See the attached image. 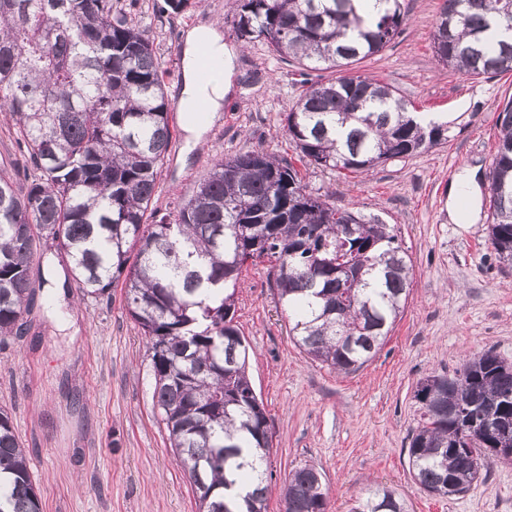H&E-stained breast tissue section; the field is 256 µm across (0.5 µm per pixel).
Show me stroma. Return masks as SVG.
Here are the masks:
<instances>
[{"mask_svg":"<svg viewBox=\"0 0 512 512\" xmlns=\"http://www.w3.org/2000/svg\"><path fill=\"white\" fill-rule=\"evenodd\" d=\"M120 2L149 21L165 71L172 141L152 200L159 214L175 213L217 158L262 148L296 159L286 115L303 89L333 71L282 62L260 41L242 45L233 0H190L168 21L155 19L153 0ZM441 5L403 0L398 37L353 70L395 86L415 111L447 117V141L364 175L302 169L310 192L394 225L412 260L413 290L385 345L347 374L314 362L288 332L268 264L245 265L240 275L235 322L272 434L268 512H280L285 480L304 464L323 472L328 512H350L377 485L397 489L410 512H512L510 463L497 464L467 494L444 499L421 491L408 466L420 379L453 373L488 348L512 363V266L500 264L487 243L485 206L496 119L512 100V73L470 78L439 64L431 40ZM207 23L219 26L236 58L222 112L191 147L178 116L184 39ZM466 169L476 173L478 218L459 224L449 215V191ZM34 173L15 128L0 124V175L21 188ZM68 266L55 242L42 241L23 330L0 339V407L28 451L42 512H197L194 487L154 405L151 356L127 312L123 280L102 296L81 298L51 279Z\"/></svg>","mask_w":512,"mask_h":512,"instance_id":"1","label":"stroma"}]
</instances>
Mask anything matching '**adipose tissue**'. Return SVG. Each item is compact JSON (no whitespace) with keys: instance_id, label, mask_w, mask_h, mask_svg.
Segmentation results:
<instances>
[{"instance_id":"obj_1","label":"adipose tissue","mask_w":512,"mask_h":512,"mask_svg":"<svg viewBox=\"0 0 512 512\" xmlns=\"http://www.w3.org/2000/svg\"><path fill=\"white\" fill-rule=\"evenodd\" d=\"M202 46L206 47L215 66L214 75L206 81L201 80L198 75L197 53ZM182 63L184 80L179 96L180 111H220L228 90L225 75L233 64V53L225 45L220 31L212 26H199L189 31L185 39Z\"/></svg>"}]
</instances>
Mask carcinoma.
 Instances as JSON below:
<instances>
[{"instance_id": "carcinoma-1", "label": "carcinoma", "mask_w": 512, "mask_h": 512, "mask_svg": "<svg viewBox=\"0 0 512 512\" xmlns=\"http://www.w3.org/2000/svg\"><path fill=\"white\" fill-rule=\"evenodd\" d=\"M235 0V34L312 70L344 71L387 48L402 0ZM432 33L437 61L478 78L512 72V0H443ZM0 117L40 171L19 190L0 176V338L31 301L30 265L52 239L78 288L104 294L124 278L127 310L152 351L153 398L171 448L198 495V512H266L268 418L234 324L247 259L274 260L289 333L312 360L349 373L370 362L403 313L413 266L395 228L314 195L294 165L263 149L218 158L175 216L152 200L171 143L161 63L149 29L119 0H0ZM489 173L487 240L512 264V101L498 114ZM300 159L363 174L448 140V124L413 112L398 90L343 74L302 91L286 116ZM135 262H130L131 252ZM356 258L350 281L337 260ZM422 410L409 435V472L441 498L486 481L493 449L512 447V364L488 349L452 375L417 384ZM472 399L494 428H471ZM247 482L256 488L241 494ZM313 465L288 474L282 512H327ZM0 512H41L26 449L0 408ZM351 512H408L391 487L370 488Z\"/></svg>"}]
</instances>
